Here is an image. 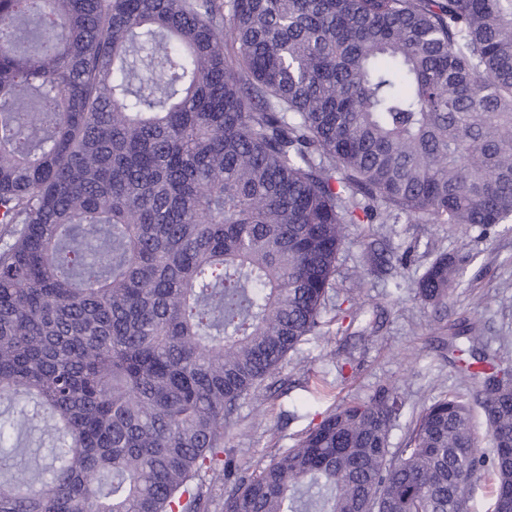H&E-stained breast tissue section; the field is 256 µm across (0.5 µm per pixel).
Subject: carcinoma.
<instances>
[{"mask_svg": "<svg viewBox=\"0 0 512 512\" xmlns=\"http://www.w3.org/2000/svg\"><path fill=\"white\" fill-rule=\"evenodd\" d=\"M402 219L512 223V0H0V512H205L240 402L356 317L346 227ZM451 338L489 454L455 392L392 446L381 386L224 512H469L483 471L512 512V387Z\"/></svg>", "mask_w": 512, "mask_h": 512, "instance_id": "1", "label": "carcinoma"}]
</instances>
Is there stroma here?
Segmentation results:
<instances>
[{
  "instance_id": "obj_1",
  "label": "stroma",
  "mask_w": 512,
  "mask_h": 512,
  "mask_svg": "<svg viewBox=\"0 0 512 512\" xmlns=\"http://www.w3.org/2000/svg\"><path fill=\"white\" fill-rule=\"evenodd\" d=\"M406 254L402 267L366 271V246ZM466 258L464 275L445 317L416 296V282L439 254ZM365 275L351 334L312 336L268 379L260 399L241 402L225 451L255 469L293 447L336 403L364 397L382 385L399 388L406 409L447 392L474 395L448 361V324L473 323L488 350L512 368V230L489 238L461 224H357L338 260L332 305L352 288L347 270Z\"/></svg>"
}]
</instances>
